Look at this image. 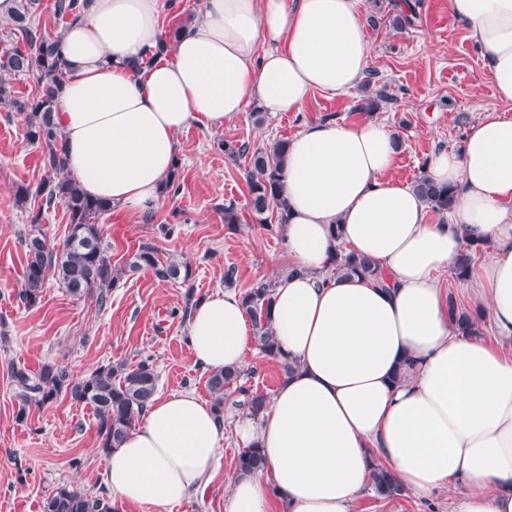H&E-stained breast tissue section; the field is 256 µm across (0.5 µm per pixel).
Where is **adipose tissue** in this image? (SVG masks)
<instances>
[{
    "mask_svg": "<svg viewBox=\"0 0 512 512\" xmlns=\"http://www.w3.org/2000/svg\"><path fill=\"white\" fill-rule=\"evenodd\" d=\"M163 0H91L63 32L67 76L55 121L67 170L89 197L132 214L156 209L191 126L218 128L259 102L301 111L314 92L348 93L370 45L359 0H204L201 20L162 52ZM478 46L497 97L512 103V0H448ZM383 124L307 123L290 141L282 195L288 270L271 306L295 368L234 433L263 468L234 474L224 512H352L383 463L413 496L465 486L454 512H512V118L473 124L430 178L455 192L443 223L393 177ZM340 236H333V229ZM379 278L335 276L338 246ZM486 251L469 291L496 340L460 334L440 277ZM193 362L239 369L252 340L242 297L219 291L188 322ZM224 427L191 393L156 398L111 453L113 500L169 512L210 482Z\"/></svg>",
    "mask_w": 512,
    "mask_h": 512,
    "instance_id": "adipose-tissue-1",
    "label": "adipose tissue"
}]
</instances>
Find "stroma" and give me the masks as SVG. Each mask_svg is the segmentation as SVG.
Instances as JSON below:
<instances>
[{"mask_svg": "<svg viewBox=\"0 0 512 512\" xmlns=\"http://www.w3.org/2000/svg\"><path fill=\"white\" fill-rule=\"evenodd\" d=\"M361 2L369 19V70L387 85L392 103L360 112L356 105L364 88L336 97L316 92L299 112H268L258 121L250 104L223 128L189 127L178 136V193H165L159 207L143 215L110 210L99 218L115 267L124 268L141 244L150 243L160 263L176 260L191 266L186 284L160 279L150 270L127 272L101 306L95 297L71 296L51 278L41 303L25 307L18 292L26 266L22 237L30 227L29 210L17 204L16 192L36 188L45 172L40 148L25 136L24 116L0 104V512H41L43 500L62 484L99 492L107 466L98 451L92 410L69 397L30 406L24 421H17L13 367L34 372L54 361L71 376L82 377L109 362L134 364L148 358L159 374V393L187 390L209 401L207 373L193 364L188 349V299L223 290L227 267H234L233 288L243 294L257 282L277 279L288 260L276 227L252 217L249 156L227 157L219 141L251 147L289 141L305 123L329 116L352 125L379 121L398 136L393 175L410 183L426 158L458 148L484 115H512V103L497 97L477 48L451 18L448 0H415L413 22L400 31L391 27L395 0ZM230 201L238 208L239 223L224 221V205ZM167 224L174 228L169 236L162 231ZM243 380L251 391L268 396L282 381L279 365L258 343L246 352ZM240 451L228 428L213 479L170 512H224ZM464 492L460 486L428 499L408 494L382 499L371 492L355 503L353 512H452Z\"/></svg>", "mask_w": 512, "mask_h": 512, "instance_id": "35a3bbf8", "label": "stroma"}]
</instances>
